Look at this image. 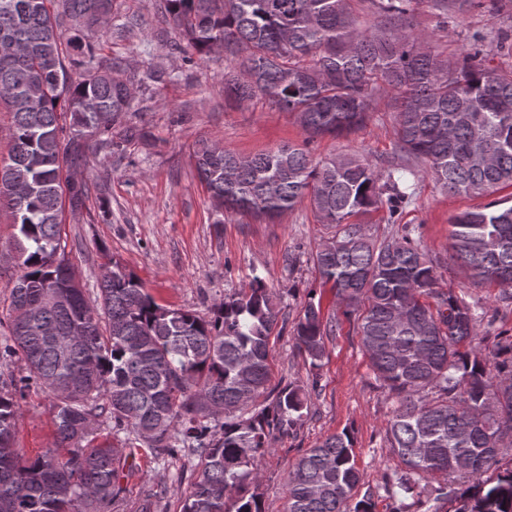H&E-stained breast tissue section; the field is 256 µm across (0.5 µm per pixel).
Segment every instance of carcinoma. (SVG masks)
<instances>
[{
    "label": "carcinoma",
    "instance_id": "1",
    "mask_svg": "<svg viewBox=\"0 0 512 512\" xmlns=\"http://www.w3.org/2000/svg\"><path fill=\"white\" fill-rule=\"evenodd\" d=\"M163 2L188 48L241 59L224 74V95L242 105L268 99L311 138L360 129L376 99L390 98L399 162L387 170L354 155L315 160L292 143L243 156L208 140L194 147L195 168L221 214L274 221L307 197L319 221L336 226L313 265L397 400L387 423L403 465L397 487L409 492L411 475H438L454 512H512V468L484 477L512 447V357L497 374L487 370L476 342L481 307L434 291L436 267L420 241L376 244L356 221L383 204L393 214L409 198L400 172L411 160L453 195L512 187V62L491 65L490 32L449 58L410 22L425 3L445 30L471 9L495 16L504 0H371L382 21L369 34L358 31L350 0ZM111 25L112 0H0V42L24 48L0 55V102L12 113L0 205L11 210L19 269L0 358L25 370L0 379V512H112L138 448L197 457L179 512H264L256 462L296 432L318 387L270 386L280 308L266 279L252 271L248 287L201 316L157 304L114 261L91 304L65 257V207L82 209L89 187L63 168L85 159L88 133L97 150L112 151V126L133 107L120 64L100 66L90 42ZM452 225V257L476 282L511 288L512 203L461 211ZM47 287L73 302L43 305ZM338 329L309 293L294 338L311 364ZM31 387L54 396L57 448L24 459L14 438L18 398ZM355 457L349 429L302 455L288 473L287 512H373L369 490L349 507Z\"/></svg>",
    "mask_w": 512,
    "mask_h": 512
}]
</instances>
